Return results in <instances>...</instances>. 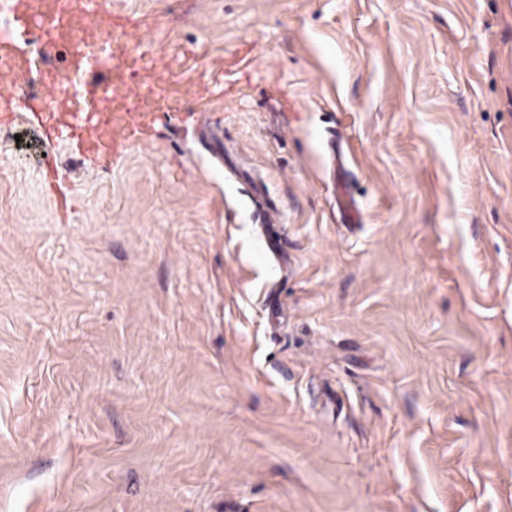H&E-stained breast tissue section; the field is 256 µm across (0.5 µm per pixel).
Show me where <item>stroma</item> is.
<instances>
[{
  "label": "stroma",
  "instance_id": "obj_1",
  "mask_svg": "<svg viewBox=\"0 0 512 512\" xmlns=\"http://www.w3.org/2000/svg\"><path fill=\"white\" fill-rule=\"evenodd\" d=\"M123 3L224 84L0 125V512H512V0Z\"/></svg>",
  "mask_w": 512,
  "mask_h": 512
}]
</instances>
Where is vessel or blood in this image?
<instances>
[{"mask_svg": "<svg viewBox=\"0 0 512 512\" xmlns=\"http://www.w3.org/2000/svg\"><path fill=\"white\" fill-rule=\"evenodd\" d=\"M0 115L35 111L48 137L68 141L82 156L116 161L140 145L149 115L112 112L115 97L131 102L152 100L156 111H180L191 89L174 74L172 60L158 61L143 52V33L135 18L111 23L105 0H0ZM38 33L47 43L72 41L71 68L82 79L81 93L62 98L55 71H42L44 95L23 89L21 77L31 60L21 39Z\"/></svg>", "mask_w": 512, "mask_h": 512, "instance_id": "b4317fda", "label": "vessel or blood"}]
</instances>
